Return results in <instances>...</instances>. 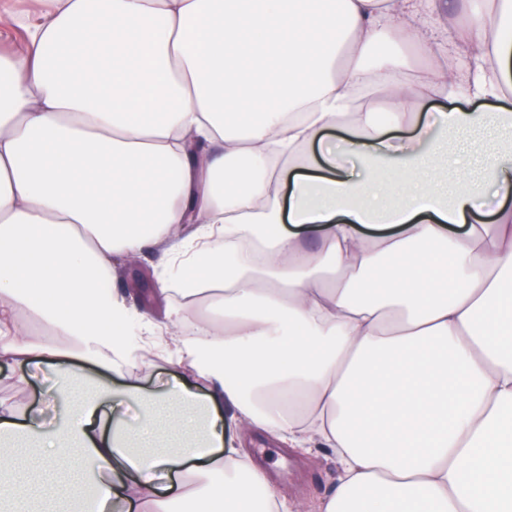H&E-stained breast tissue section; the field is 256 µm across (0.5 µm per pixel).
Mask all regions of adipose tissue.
<instances>
[{"instance_id": "obj_1", "label": "adipose tissue", "mask_w": 512, "mask_h": 512, "mask_svg": "<svg viewBox=\"0 0 512 512\" xmlns=\"http://www.w3.org/2000/svg\"><path fill=\"white\" fill-rule=\"evenodd\" d=\"M439 2L47 0L0 52V363L131 374L161 348L202 386L102 383L51 428L0 398V512H291L258 494L225 406L335 453L318 512H512V208L479 218L486 192L512 197V165L483 151L512 129V0L436 32L420 20ZM433 99L461 155L426 125L396 136ZM335 129L359 173L302 163ZM150 250L189 282L162 323L99 291ZM25 316L73 346L25 340ZM190 319L202 337L178 335Z\"/></svg>"}]
</instances>
